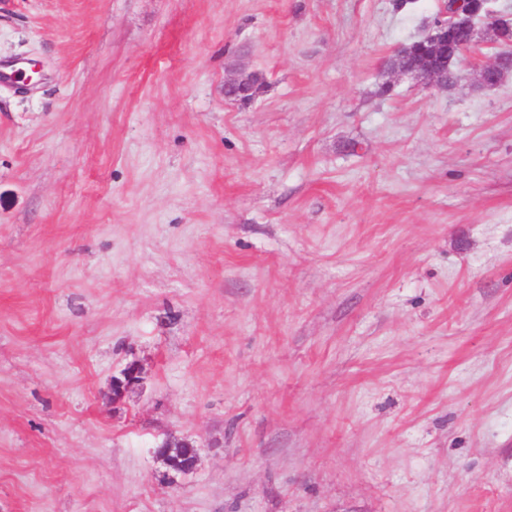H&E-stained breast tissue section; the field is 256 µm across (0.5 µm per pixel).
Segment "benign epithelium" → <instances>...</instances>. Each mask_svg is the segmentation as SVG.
Wrapping results in <instances>:
<instances>
[{
	"mask_svg": "<svg viewBox=\"0 0 512 512\" xmlns=\"http://www.w3.org/2000/svg\"><path fill=\"white\" fill-rule=\"evenodd\" d=\"M492 0H476V11L471 13L459 9L453 13L442 10L434 20L430 32L412 48L414 63L403 74L419 79L430 88L445 89L446 83L440 76V57L448 55V34L464 26L469 29V39L461 43L453 58L456 63L468 64L477 76L495 72L500 59L512 58V36L502 42L486 41L480 36L478 25L482 22L498 27L506 32L512 31V15H502L489 8ZM143 368L136 362L129 363L113 377L109 399L119 403L125 393L140 384ZM156 457L174 472L187 475L192 473L199 462L197 450L187 441L170 436L156 449Z\"/></svg>",
	"mask_w": 512,
	"mask_h": 512,
	"instance_id": "obj_1",
	"label": "benign epithelium"
}]
</instances>
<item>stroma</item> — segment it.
<instances>
[{"instance_id":"obj_1","label":"stroma","mask_w":512,"mask_h":512,"mask_svg":"<svg viewBox=\"0 0 512 512\" xmlns=\"http://www.w3.org/2000/svg\"><path fill=\"white\" fill-rule=\"evenodd\" d=\"M438 7L0 0V512H512V75L382 66ZM143 368L137 362L129 363L123 368L119 376H114L112 379L111 392L109 393V399L112 400V404L119 403L125 393L140 384L143 377ZM156 457L174 472L192 473L199 462L197 450L187 441L170 436L156 449Z\"/></svg>"}]
</instances>
